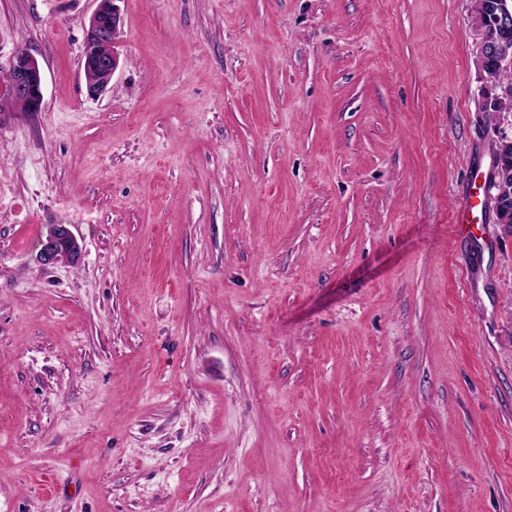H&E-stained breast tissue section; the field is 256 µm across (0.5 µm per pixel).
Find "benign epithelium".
I'll return each instance as SVG.
<instances>
[{
    "instance_id": "7a95c632",
    "label": "benign epithelium",
    "mask_w": 512,
    "mask_h": 512,
    "mask_svg": "<svg viewBox=\"0 0 512 512\" xmlns=\"http://www.w3.org/2000/svg\"><path fill=\"white\" fill-rule=\"evenodd\" d=\"M95 2L81 56L86 92L92 98L107 91L118 69L117 44L123 28L118 0ZM476 22L482 31L478 64L494 91V97L483 99L488 109L497 100L512 97V85L500 81V72L512 68V47L497 36L499 31L512 29V4L508 0H496L490 12L476 14ZM43 88L44 74L38 60L27 50L19 49L9 69V80L0 86V101L8 104L12 112H39L44 100ZM80 253V244L69 225H49L39 251L43 263H74Z\"/></svg>"
}]
</instances>
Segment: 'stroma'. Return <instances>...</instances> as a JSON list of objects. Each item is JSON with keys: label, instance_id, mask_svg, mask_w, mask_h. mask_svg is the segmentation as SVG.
Here are the masks:
<instances>
[{"label": "stroma", "instance_id": "stroma-1", "mask_svg": "<svg viewBox=\"0 0 512 512\" xmlns=\"http://www.w3.org/2000/svg\"><path fill=\"white\" fill-rule=\"evenodd\" d=\"M95 7L0 0V512H512L474 0H121L92 98ZM93 11L85 31L81 70L89 97H100L112 82L119 66L117 44L122 33L123 19L116 2L94 0ZM9 80L0 87L1 104L10 112L41 111L44 94V74L38 60L26 49H19L9 69ZM80 244L67 224L49 225L45 240L41 242L39 258L44 264L75 263L80 256Z\"/></svg>", "mask_w": 512, "mask_h": 512}]
</instances>
